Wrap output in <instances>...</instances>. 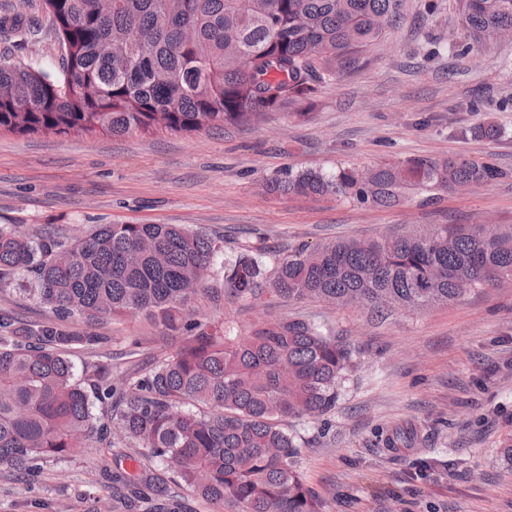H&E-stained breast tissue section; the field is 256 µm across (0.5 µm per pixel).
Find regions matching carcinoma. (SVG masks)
Listing matches in <instances>:
<instances>
[{
  "label": "carcinoma",
  "mask_w": 512,
  "mask_h": 512,
  "mask_svg": "<svg viewBox=\"0 0 512 512\" xmlns=\"http://www.w3.org/2000/svg\"><path fill=\"white\" fill-rule=\"evenodd\" d=\"M400 0H42L62 47L44 70L0 53V134L91 137L191 134L307 107L396 21ZM478 41L512 29V0H458ZM19 6L0 9V41L39 36ZM504 176L495 163L408 157L367 167L288 171L269 191L395 207L410 195L468 190ZM220 247L183 224H101L74 240L0 225V283L19 279L53 318L29 324L0 313V466L25 477L50 456L118 435L150 449L172 485L147 484L178 512L181 491L234 512H320L300 472L302 443L288 419L331 413L357 368L342 337L299 317L224 328L190 319L204 294L224 305L278 300L338 307L424 311L467 291L512 281V225L487 237L482 225L436 224L367 241L327 240L282 257L258 243L222 264L224 287L201 283ZM137 312L167 336L176 355L136 379L112 381L89 363L77 377L68 352L111 337L105 317ZM78 316L89 331L59 322ZM117 400L116 421L95 413Z\"/></svg>",
  "instance_id": "1"
}]
</instances>
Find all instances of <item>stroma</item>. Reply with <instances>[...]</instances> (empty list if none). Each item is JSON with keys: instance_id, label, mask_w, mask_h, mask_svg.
Returning <instances> with one entry per match:
<instances>
[{"instance_id": "obj_1", "label": "stroma", "mask_w": 512, "mask_h": 512, "mask_svg": "<svg viewBox=\"0 0 512 512\" xmlns=\"http://www.w3.org/2000/svg\"><path fill=\"white\" fill-rule=\"evenodd\" d=\"M401 13L302 115L287 108L188 136L0 135V224L67 238L98 224H185L209 234L223 260L259 240L290 251L489 217L512 225V39L474 42L457 0H402ZM457 45L468 54L454 57ZM488 122L500 137L474 138L472 128ZM450 155L493 159L505 176L391 209L262 189L288 170ZM189 308L216 326L228 315L243 325L300 316L356 348L358 369L335 410L288 423L304 442L301 472L322 512H512L503 453L512 442V283L423 312L316 299L226 311L203 295ZM98 331L108 344L71 350L76 369L99 361L113 376L135 377L180 346L142 314L104 319ZM395 429L414 432L412 447H386ZM118 470L171 479L148 449L117 439L46 459L31 480L0 467V512H110Z\"/></svg>"}]
</instances>
